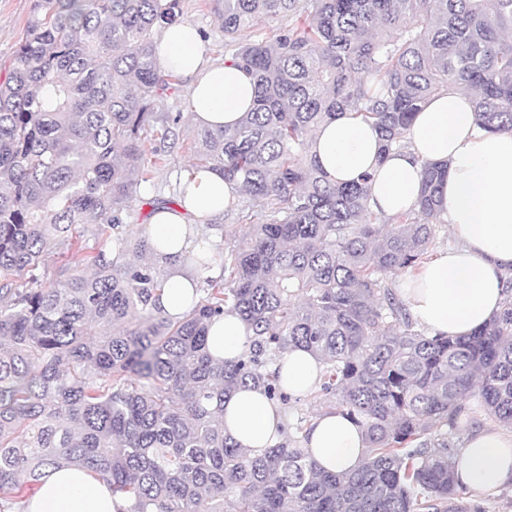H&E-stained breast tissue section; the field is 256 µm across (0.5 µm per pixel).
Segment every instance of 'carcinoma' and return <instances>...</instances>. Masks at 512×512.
Segmentation results:
<instances>
[{"label":"carcinoma","mask_w":512,"mask_h":512,"mask_svg":"<svg viewBox=\"0 0 512 512\" xmlns=\"http://www.w3.org/2000/svg\"><path fill=\"white\" fill-rule=\"evenodd\" d=\"M226 61L255 81L232 129L196 128L200 166L248 196V237L220 260L181 318L157 299L163 270L144 237L81 259L92 272L39 280L75 224L101 235L138 200L151 132L174 74L155 32L181 0H35L0 82V512H19L51 470L93 472L130 512H482L459 505L455 449L439 428L473 397L512 429V275L502 310L469 336L429 337L384 276L419 266L446 161L423 163L416 204L368 203L371 176L333 182L313 155L319 127L351 112L380 153L406 147L415 113L475 92L478 125L512 135V0H210ZM286 12L288 27L241 32ZM236 312L245 356L215 361L208 322ZM302 347L324 363L326 407L363 430L353 471L321 472L299 441L252 456L224 433V397L262 387L286 402L274 361Z\"/></svg>","instance_id":"carcinoma-1"}]
</instances>
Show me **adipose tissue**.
I'll use <instances>...</instances> for the list:
<instances>
[{
	"instance_id": "adipose-tissue-1",
	"label": "adipose tissue",
	"mask_w": 512,
	"mask_h": 512,
	"mask_svg": "<svg viewBox=\"0 0 512 512\" xmlns=\"http://www.w3.org/2000/svg\"><path fill=\"white\" fill-rule=\"evenodd\" d=\"M198 29L188 22L166 26L156 54L163 69L189 82L194 125L234 127L253 104L251 75L242 67L207 59ZM407 146L380 157V136L369 123L344 114L321 127L314 151L332 181L371 175L369 206L391 216L412 207L419 194L422 165L450 164L440 194L442 218L454 244L439 250L409 274L400 297L416 325L431 336H465L499 312L505 298L503 273L512 267V136L477 126L469 94L449 91L418 112L406 135ZM234 192L219 172L193 168L182 174L173 208L154 211L146 227L151 257L168 264L161 309L172 318L193 305L198 286L183 267L186 252H208V226L223 213ZM249 332L234 312L208 325V349L215 360L234 362L247 349ZM288 393L303 396L321 382L324 365L310 351L295 348L280 358ZM224 430L250 454L282 444L288 417L281 403L263 389L244 388L224 400ZM304 445L318 468L357 469L367 455L362 428L338 413L317 416ZM455 475L473 495L512 489V432L493 426L474 432L459 448ZM130 502L82 468L51 471L26 504L25 512H129Z\"/></svg>"
}]
</instances>
